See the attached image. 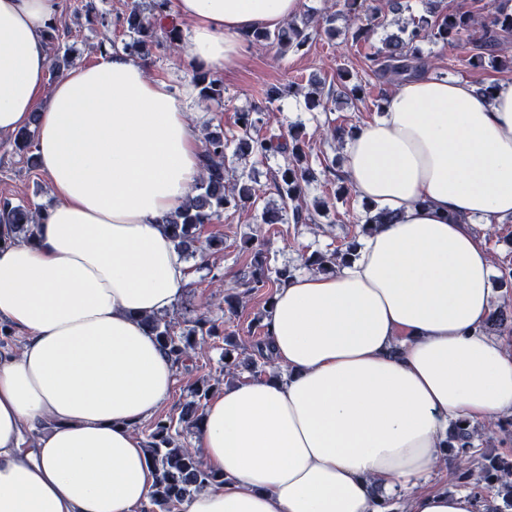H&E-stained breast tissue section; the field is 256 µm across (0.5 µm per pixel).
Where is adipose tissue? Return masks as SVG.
I'll return each mask as SVG.
<instances>
[{"mask_svg":"<svg viewBox=\"0 0 512 512\" xmlns=\"http://www.w3.org/2000/svg\"><path fill=\"white\" fill-rule=\"evenodd\" d=\"M62 0H0V136L37 124L54 205L33 242L0 225V512H133L157 473L135 427L175 366L144 324L185 295L164 226L198 182L185 96L112 51L47 83ZM301 0H174L180 57L220 69ZM360 201L396 219L265 316L274 375L225 387L195 453L224 482L182 512H484L441 483L452 423L512 418V336L485 331L494 266L477 224L512 215V82L492 97L422 74L344 143Z\"/></svg>","mask_w":512,"mask_h":512,"instance_id":"1","label":"adipose tissue"}]
</instances>
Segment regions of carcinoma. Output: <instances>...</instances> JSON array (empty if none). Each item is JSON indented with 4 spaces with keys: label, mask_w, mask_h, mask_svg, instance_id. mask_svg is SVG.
<instances>
[{
    "label": "carcinoma",
    "mask_w": 512,
    "mask_h": 512,
    "mask_svg": "<svg viewBox=\"0 0 512 512\" xmlns=\"http://www.w3.org/2000/svg\"><path fill=\"white\" fill-rule=\"evenodd\" d=\"M151 13L142 16L139 7H134L126 22L136 38L124 46V50L142 59L149 56L148 45L155 38L156 27L162 25L167 0H151ZM424 13L413 16L400 27V34L388 36L382 46L367 56L372 62V72L379 83L395 85L430 69L429 62L423 57L420 44L426 41L440 42L450 50L463 52L461 61L471 69L490 68L496 71H512V49L501 41V35L512 32V12L498 5L495 12L484 22L477 23L469 10L457 9L449 11L442 6V0H424ZM387 16L375 12L365 15L352 32V39L357 42H368L375 27L384 24ZM319 23L310 15L295 17L283 26L270 31H256L250 38L259 43L272 45L282 55L288 52H299L308 45L312 32L318 30ZM201 103L210 105L220 103L224 99V83L221 79L206 71H199L194 76ZM337 86L341 94L354 99H361L365 88L355 81L354 74L341 68L337 71ZM289 92L303 96L306 108L310 111H327V104L332 91L325 90V84L312 80L305 87L291 86ZM236 125L238 134L228 138L223 135L209 133L204 137L201 155L202 176L195 186L187 203L165 219V228L178 251L186 256L196 253L219 251L224 240L211 238L206 244L197 246V230L202 224H209L224 209L252 208L256 206L258 193L252 185V177L246 171H237L232 166L234 161L252 155L265 158L279 155L284 165L279 171L277 192L281 206H264L262 221L265 224L282 221V207L291 202L294 223H304L311 219L303 212V202L308 195L309 186L315 180V174L309 167L305 151L306 141L297 134H263L257 127V120L250 112L237 114ZM358 130L356 126H327L324 130L325 140L341 146L343 138ZM40 209L25 204H14L8 199L0 200V222L12 226L15 237L29 241L35 235V226L39 221ZM393 221L386 213L372 212L365 208L364 223L360 225V234H366L378 224ZM246 248L252 254L250 270L244 275V286L250 293L266 288L280 287L294 277L296 268L283 266L271 269L267 264V256L262 244L249 237L245 241ZM353 242L344 248L325 252H313L304 259L308 269L328 271L345 261ZM152 334L161 342L165 352L176 365L183 364L197 350L196 337L215 336L218 326L205 316L194 321L191 329L180 334L173 330V321L165 315L146 319ZM268 336L255 340L252 349L255 359L251 360L253 368L271 364L268 349ZM211 389L198 387L194 392V400L186 405L180 414V421L189 425H198L202 415L198 414L201 402L209 399ZM483 437V432L471 425H456L453 439L456 445L451 447L456 461V479L461 487L480 488V484H497L505 491L503 502L505 507L512 508V463L506 460L480 461L484 454L480 453L475 440ZM149 460L157 470V480L149 494V507L142 512H173L177 504L190 495L191 490L201 489L219 482L220 475L203 466L197 455L184 443L179 441L178 433L174 432L173 418L158 417L154 419L144 444Z\"/></svg>",
    "instance_id": "1"
}]
</instances>
